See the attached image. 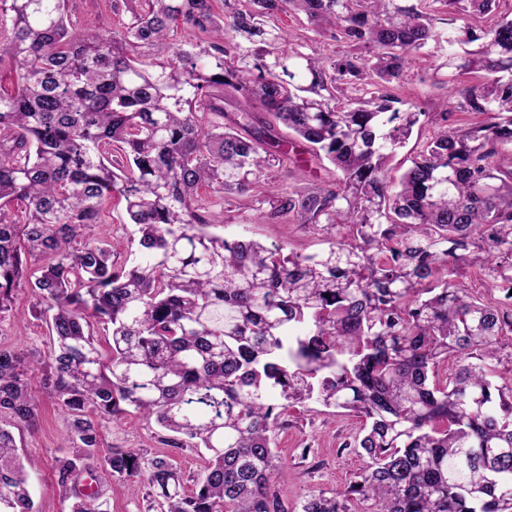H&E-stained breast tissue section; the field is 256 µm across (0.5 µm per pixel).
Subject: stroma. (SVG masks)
Instances as JSON below:
<instances>
[{
    "label": "stroma",
    "mask_w": 512,
    "mask_h": 512,
    "mask_svg": "<svg viewBox=\"0 0 512 512\" xmlns=\"http://www.w3.org/2000/svg\"><path fill=\"white\" fill-rule=\"evenodd\" d=\"M69 15L77 25L106 31L119 28L126 19L125 13L113 12L110 0H69ZM431 75L430 60L417 59L402 88L404 98L429 112L436 111L450 89L448 83H433ZM222 232L231 238L276 242L310 253L323 247L313 231L296 224L267 223L257 211L243 209L231 197L224 201ZM35 303L36 297L28 286H21L15 292L11 310L0 312V347L47 356L51 336L46 323L29 314ZM30 383L39 401V424L32 430L15 431L14 437L19 450L38 463L37 470L31 474V492L39 512H69V504L59 495L53 476V459L65 446L63 434L67 419L43 388L39 375H32ZM283 416L288 425L278 437L277 452L288 467L277 483V490L290 512H298L306 495L319 491L330 493L343 487L361 467V458L346 446L347 440L358 432L361 421L316 403L304 408H286ZM101 446L106 450L132 448L149 457L173 454L188 479L203 465L196 449L188 447L171 452L155 422L136 413L106 424Z\"/></svg>",
    "instance_id": "1"
}]
</instances>
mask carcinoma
Here are the masks:
<instances>
[{
	"instance_id": "cac0c4a2",
	"label": "carcinoma",
	"mask_w": 512,
	"mask_h": 512,
	"mask_svg": "<svg viewBox=\"0 0 512 512\" xmlns=\"http://www.w3.org/2000/svg\"><path fill=\"white\" fill-rule=\"evenodd\" d=\"M500 2L123 0L127 20L106 36L74 25L68 0H0V65L19 84L0 92V312L26 283L52 335L46 360L0 348V419L35 425L42 372L69 420L53 471L71 512H111L78 488L97 465L156 490L160 512H288L275 395L363 419L345 444L362 467L300 512H512V18ZM282 13L304 14L312 36L269 25ZM432 53L433 76L457 83L425 112L396 90ZM455 111L472 121L451 123ZM425 122L432 139L393 179ZM289 164L324 176L285 188L271 169ZM228 195L270 224L318 230L327 248L213 232ZM15 200L20 224L6 214ZM111 205L138 244L122 261L86 234ZM470 264L489 298L455 283ZM131 409L168 447L205 449L192 492L169 455L101 453L104 424ZM34 468L0 425V512H36ZM434 128L430 125H424L419 129H415L412 138L405 148L401 149L392 162L391 167V175L394 178H398L407 168L409 163H405L404 160L409 155V153L415 149L420 148L426 138H429L433 134Z\"/></svg>"
}]
</instances>
